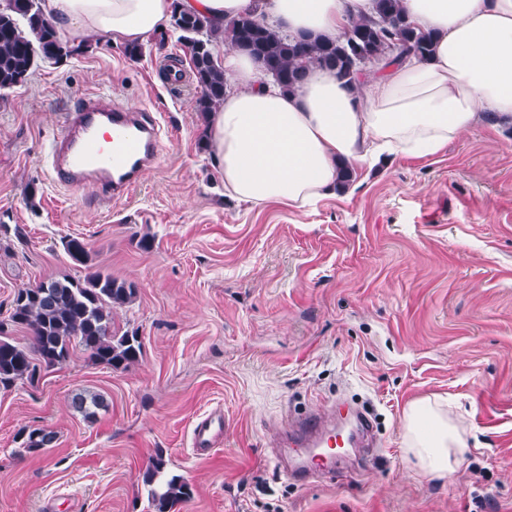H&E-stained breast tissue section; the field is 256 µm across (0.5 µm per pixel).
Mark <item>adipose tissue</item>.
I'll return each mask as SVG.
<instances>
[{"label":"adipose tissue","mask_w":512,"mask_h":512,"mask_svg":"<svg viewBox=\"0 0 512 512\" xmlns=\"http://www.w3.org/2000/svg\"><path fill=\"white\" fill-rule=\"evenodd\" d=\"M177 4L219 25L255 9L289 35L332 38L375 8L374 0H43L42 11L71 44L102 36L128 45L164 31ZM402 4L415 25L437 33L431 60L378 62L352 87L313 69L287 93L246 52H225L231 89L206 122L230 196L303 209L333 194L341 166L385 153L437 154L489 115L512 125V0ZM403 445L420 473L443 478L468 452L469 437L446 406L425 397L404 412Z\"/></svg>","instance_id":"obj_1"}]
</instances>
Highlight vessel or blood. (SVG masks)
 Wrapping results in <instances>:
<instances>
[{"label":"vessel or blood","instance_id":"1","mask_svg":"<svg viewBox=\"0 0 512 512\" xmlns=\"http://www.w3.org/2000/svg\"><path fill=\"white\" fill-rule=\"evenodd\" d=\"M107 129L108 144L100 146L98 132ZM162 130L156 119L111 103L107 98L86 100L67 120L65 136L46 148L51 176L70 186L87 185L119 200L129 195L141 175L159 157ZM328 413L308 412L289 424V438L297 448H349L353 437L337 431ZM224 441V413L200 417L192 430L197 456H209Z\"/></svg>","mask_w":512,"mask_h":512}]
</instances>
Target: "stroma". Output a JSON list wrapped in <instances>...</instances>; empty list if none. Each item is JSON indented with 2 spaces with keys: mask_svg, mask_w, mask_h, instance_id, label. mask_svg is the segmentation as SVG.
<instances>
[{
  "mask_svg": "<svg viewBox=\"0 0 512 512\" xmlns=\"http://www.w3.org/2000/svg\"><path fill=\"white\" fill-rule=\"evenodd\" d=\"M131 57L99 38L0 94V320L15 292L83 276L66 255L134 282L114 310L142 356L125 370L75 353L35 384L0 390V512H155L143 474L163 455L192 489L172 512H512V125L482 126L299 211L224 195L199 90L176 35ZM152 113L161 157L128 197L52 180L45 145L84 99ZM151 234L149 248L138 240ZM103 396L96 421L73 406ZM453 402L472 446L448 478L420 474L403 413ZM346 401L381 446L345 475L294 483L275 460L289 419ZM224 410V443L192 450L195 421ZM55 435L31 452L21 428Z\"/></svg>",
  "mask_w": 512,
  "mask_h": 512,
  "instance_id": "35a3bbf8",
  "label": "stroma"
}]
</instances>
